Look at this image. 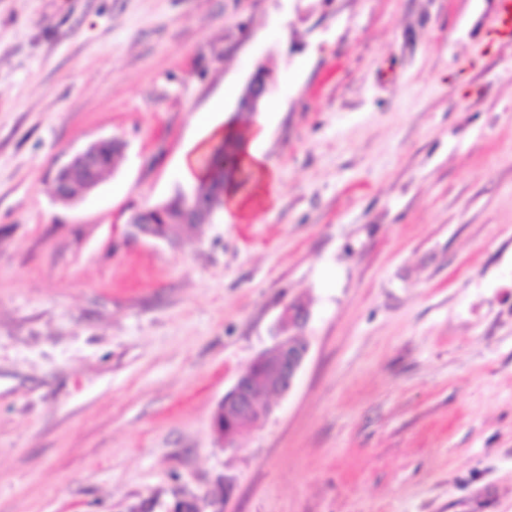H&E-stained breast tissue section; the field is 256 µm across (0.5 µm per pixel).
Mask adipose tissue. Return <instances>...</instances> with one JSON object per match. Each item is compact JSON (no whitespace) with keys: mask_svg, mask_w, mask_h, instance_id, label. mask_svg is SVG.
Segmentation results:
<instances>
[{"mask_svg":"<svg viewBox=\"0 0 512 512\" xmlns=\"http://www.w3.org/2000/svg\"><path fill=\"white\" fill-rule=\"evenodd\" d=\"M263 135L261 126H254L250 138L242 145L238 161L243 169L252 174L253 180L248 189H227L224 195V217L227 223H235L241 212L251 204H271L277 198L276 173L258 146Z\"/></svg>","mask_w":512,"mask_h":512,"instance_id":"obj_1","label":"adipose tissue"}]
</instances>
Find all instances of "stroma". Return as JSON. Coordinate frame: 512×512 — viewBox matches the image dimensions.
<instances>
[{"label": "stroma", "instance_id": "stroma-1", "mask_svg": "<svg viewBox=\"0 0 512 512\" xmlns=\"http://www.w3.org/2000/svg\"><path fill=\"white\" fill-rule=\"evenodd\" d=\"M496 0H0V512H512V45ZM262 64L274 206L176 243L199 115ZM116 137L74 203L59 168ZM311 311L293 391L210 418ZM494 25L485 32L489 45L512 44V0H496ZM117 139H102L94 142L77 152L72 156L70 161L61 167L55 175V183L60 184L61 191L55 193V198L62 204H70L76 200V194L81 193L80 184L71 186L70 191L73 196L65 190L66 186L71 185L73 182L80 181L83 184L84 193L94 191L100 184L98 178L102 181L104 177L113 171L122 161L123 153L112 145L105 144L99 155L98 166L96 170V157L99 148L104 143H112ZM119 141V140H117ZM310 319L309 307L306 303L294 301L288 303L279 318V327L285 330L298 329L306 327ZM257 358L262 360L263 364L256 363L254 365L251 377L249 372L245 369L239 374L233 387L228 392L231 395L229 400L231 413L243 414L248 412L252 406L253 395L254 407L252 412L238 418L235 423L231 422L226 415H224V401H226L229 395L222 399L211 415V428L218 442L233 439L237 437V435H240L244 429L256 425L259 417L256 406L265 409L264 404L266 402L261 401L260 394L272 392L270 371L266 366L277 360V347L259 355ZM218 500L210 492H206L202 496H176L174 502L169 508V512H221V509L216 508ZM211 507L212 511L205 509Z\"/></svg>", "mask_w": 512, "mask_h": 512}]
</instances>
